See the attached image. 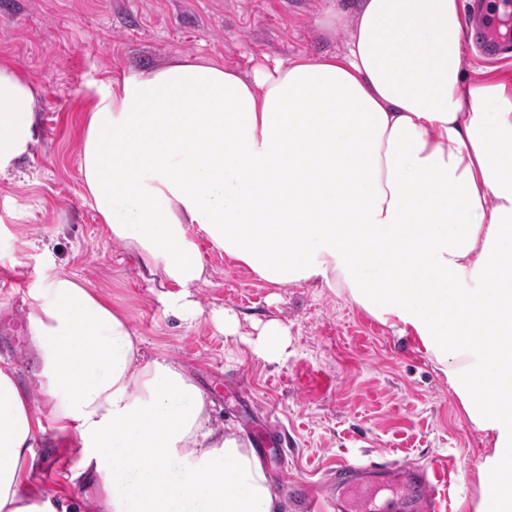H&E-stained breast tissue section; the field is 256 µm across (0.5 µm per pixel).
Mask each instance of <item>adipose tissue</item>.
Instances as JSON below:
<instances>
[{"mask_svg":"<svg viewBox=\"0 0 512 512\" xmlns=\"http://www.w3.org/2000/svg\"><path fill=\"white\" fill-rule=\"evenodd\" d=\"M341 55L246 76L174 58L101 84L86 196L141 276L194 316L208 244L274 286L346 296L415 338L488 452L471 512H512V81L473 78L460 0H353ZM34 85L0 61V172L34 135ZM41 412L0 359V512H55L28 456L73 436L101 512H280L244 440L180 367L75 276L28 293Z\"/></svg>","mask_w":512,"mask_h":512,"instance_id":"obj_1","label":"adipose tissue"}]
</instances>
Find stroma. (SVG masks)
<instances>
[{
  "label": "stroma",
  "mask_w": 512,
  "mask_h": 512,
  "mask_svg": "<svg viewBox=\"0 0 512 512\" xmlns=\"http://www.w3.org/2000/svg\"><path fill=\"white\" fill-rule=\"evenodd\" d=\"M490 0H461L463 61L473 77H511L512 43L488 56L481 15ZM328 0H0V60L37 90L35 141L0 173V277L32 287L65 272L128 320L146 356L180 364L213 404L214 421L245 440L264 435L260 454L282 493V512H305L295 485L324 492L339 459L424 464L439 473L444 512L477 500L486 446L448 382L417 340L399 336L346 297L307 285L276 287L224 254L205 251L206 281L193 291L205 314L176 318L135 255L109 236L85 196L80 173L84 122L101 82L148 71L172 57H219L242 73L297 56L342 54L349 28L332 26ZM234 310L235 335L212 309ZM26 298L0 291V357L19 382L36 366ZM288 330V348L269 361L254 352L261 322ZM33 481L83 512L100 488L73 478L67 437L41 436Z\"/></svg>",
  "instance_id": "obj_1"
}]
</instances>
